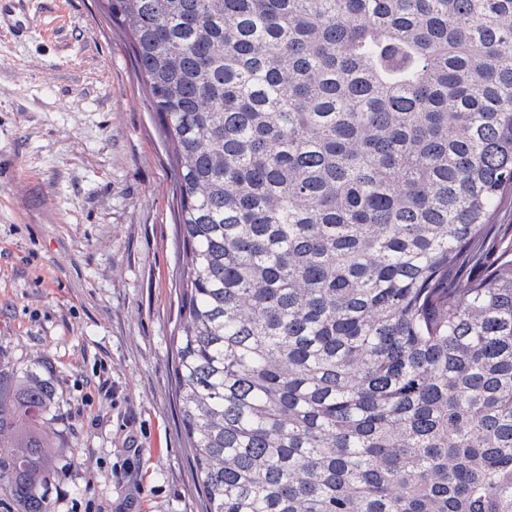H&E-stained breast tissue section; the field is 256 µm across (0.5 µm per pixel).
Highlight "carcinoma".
Wrapping results in <instances>:
<instances>
[{"instance_id": "carcinoma-1", "label": "carcinoma", "mask_w": 512, "mask_h": 512, "mask_svg": "<svg viewBox=\"0 0 512 512\" xmlns=\"http://www.w3.org/2000/svg\"><path fill=\"white\" fill-rule=\"evenodd\" d=\"M171 149L204 512H512V0H107ZM44 383L0 492L51 512ZM494 237L499 248H510L512 245V205L505 203L497 216Z\"/></svg>"}]
</instances>
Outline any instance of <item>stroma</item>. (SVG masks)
Masks as SVG:
<instances>
[{
  "instance_id": "35a3bbf8",
  "label": "stroma",
  "mask_w": 512,
  "mask_h": 512,
  "mask_svg": "<svg viewBox=\"0 0 512 512\" xmlns=\"http://www.w3.org/2000/svg\"><path fill=\"white\" fill-rule=\"evenodd\" d=\"M0 23V362L53 390V512H203L175 399L173 171L105 0Z\"/></svg>"
}]
</instances>
